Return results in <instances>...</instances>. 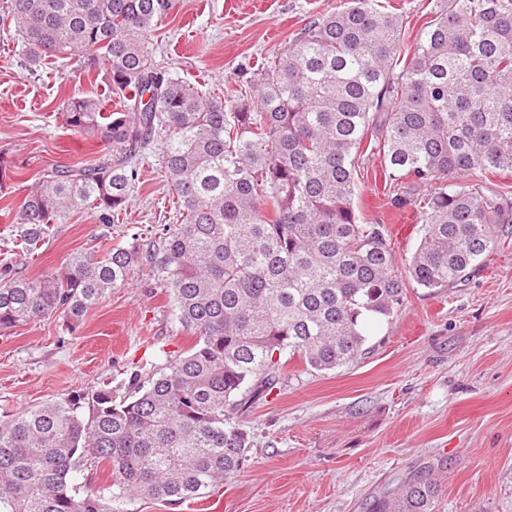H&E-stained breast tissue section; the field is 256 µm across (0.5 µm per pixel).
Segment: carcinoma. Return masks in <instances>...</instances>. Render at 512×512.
<instances>
[{
    "instance_id": "1",
    "label": "carcinoma",
    "mask_w": 512,
    "mask_h": 512,
    "mask_svg": "<svg viewBox=\"0 0 512 512\" xmlns=\"http://www.w3.org/2000/svg\"><path fill=\"white\" fill-rule=\"evenodd\" d=\"M173 0H6L0 29L28 60L103 66L120 109L73 97L70 129L111 150L57 165L28 189L8 226L30 253L86 209L125 213L137 160L164 147L179 223L147 243L76 254L54 272H0V330L56 313L77 323L148 264L195 337L115 399L102 385L0 420V512H115L129 497L201 498L242 466L248 433L230 422L271 393L282 357L330 371L355 359L369 320L390 318L408 284L450 288L512 234V0H436L411 51L402 16L345 0L310 20L248 91L205 99L155 64L147 35ZM379 157L394 203L418 210L420 238L394 269L384 224L357 212L363 153ZM431 186L412 197L410 187ZM109 483L79 495L89 468ZM438 484L416 475L369 512H433Z\"/></svg>"
}]
</instances>
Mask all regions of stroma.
<instances>
[{
	"label": "stroma",
	"mask_w": 512,
	"mask_h": 512,
	"mask_svg": "<svg viewBox=\"0 0 512 512\" xmlns=\"http://www.w3.org/2000/svg\"><path fill=\"white\" fill-rule=\"evenodd\" d=\"M341 0H175L148 40L155 63L204 98L244 84L309 20ZM74 96L120 101L97 74L49 58L29 64L20 40L0 33V151L23 161L0 192V266L37 278L74 253L149 238L176 217L162 146L143 155L125 214L104 226L93 211L56 225L22 255L7 227L44 170L106 153L70 130L60 107ZM357 207L388 225L395 267L420 236L414 206L391 205L379 158L364 159ZM362 354L332 371L287 362L281 384L234 415L251 446L242 468L210 496L180 503L135 497L120 512H367L375 496L430 467L441 486L435 512H512V243L454 288L408 287L397 312L366 326ZM193 341L169 294L145 264L82 320L64 315L0 331V417L164 367Z\"/></svg>",
	"instance_id": "obj_1"
}]
</instances>
